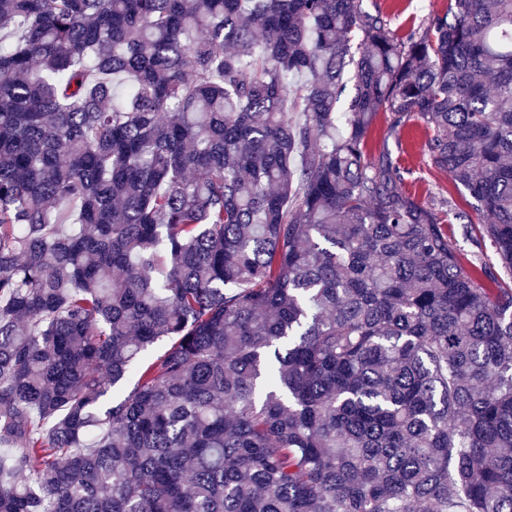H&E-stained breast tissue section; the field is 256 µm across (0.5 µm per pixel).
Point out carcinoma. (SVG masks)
Listing matches in <instances>:
<instances>
[{
	"label": "carcinoma",
	"mask_w": 512,
	"mask_h": 512,
	"mask_svg": "<svg viewBox=\"0 0 512 512\" xmlns=\"http://www.w3.org/2000/svg\"><path fill=\"white\" fill-rule=\"evenodd\" d=\"M380 112L512 276V0H0V512H512V288ZM373 3L381 6L391 28L399 34L417 26L428 14L442 13L448 7V0H364L370 10ZM388 115L380 112L371 128L367 152L373 158L388 150L401 167L410 171L402 184L405 192L419 201L432 204L447 220L450 206L465 207L466 201L448 174L436 169L423 150L426 131L422 125L403 128L397 134L389 130ZM444 224H448L447 221ZM448 233L451 235V239L457 244L460 252L463 254L465 259L473 262H491L493 261L492 253L490 251L484 252V255L476 257L474 253L475 248L472 246L464 236L461 235L458 228V224H448ZM481 259V260H479Z\"/></svg>",
	"instance_id": "cac0c4a2"
}]
</instances>
